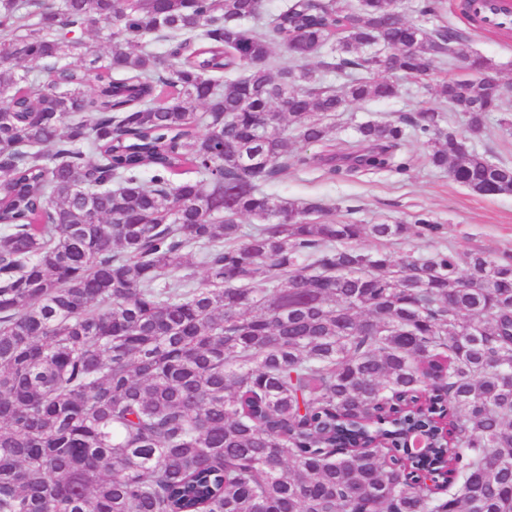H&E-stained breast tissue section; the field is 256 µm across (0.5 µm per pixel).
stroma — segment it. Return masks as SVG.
Segmentation results:
<instances>
[{
	"mask_svg": "<svg viewBox=\"0 0 512 512\" xmlns=\"http://www.w3.org/2000/svg\"><path fill=\"white\" fill-rule=\"evenodd\" d=\"M461 2L442 0L436 24L470 32L474 49L495 62L496 76L503 84L512 85V32L473 29L461 13ZM455 72V66L440 63L428 79V89L407 83L399 97L352 106L332 120L333 136L348 139L357 124L395 120L439 105L430 88ZM409 151L416 161L403 173L365 171L333 177L321 168L297 169L282 175L271 189L286 199L321 201L332 208L336 219L355 224H409L416 215L425 214L442 225L440 238L433 241L409 232L394 244L398 254L411 250L425 256L445 248L457 254L463 272L473 252L494 258L512 256V195L481 196L453 181L447 172L430 168L423 160L422 141L410 142Z\"/></svg>",
	"mask_w": 512,
	"mask_h": 512,
	"instance_id": "stroma-1",
	"label": "stroma"
}]
</instances>
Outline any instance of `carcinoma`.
<instances>
[{"label": "carcinoma", "mask_w": 512, "mask_h": 512, "mask_svg": "<svg viewBox=\"0 0 512 512\" xmlns=\"http://www.w3.org/2000/svg\"><path fill=\"white\" fill-rule=\"evenodd\" d=\"M398 47L416 82L476 56L394 0H0V512H512V258L367 251L410 225L267 191L405 172L421 138L512 194L439 108L331 135L400 94ZM436 94L473 135L500 111L470 77Z\"/></svg>", "instance_id": "1"}]
</instances>
